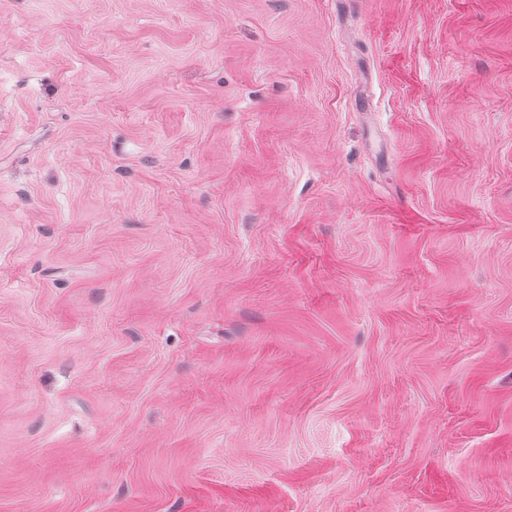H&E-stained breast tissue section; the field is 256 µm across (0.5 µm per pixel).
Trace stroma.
<instances>
[{
	"label": "stroma",
	"mask_w": 512,
	"mask_h": 512,
	"mask_svg": "<svg viewBox=\"0 0 512 512\" xmlns=\"http://www.w3.org/2000/svg\"><path fill=\"white\" fill-rule=\"evenodd\" d=\"M0 512H512V0H0Z\"/></svg>",
	"instance_id": "stroma-1"
}]
</instances>
